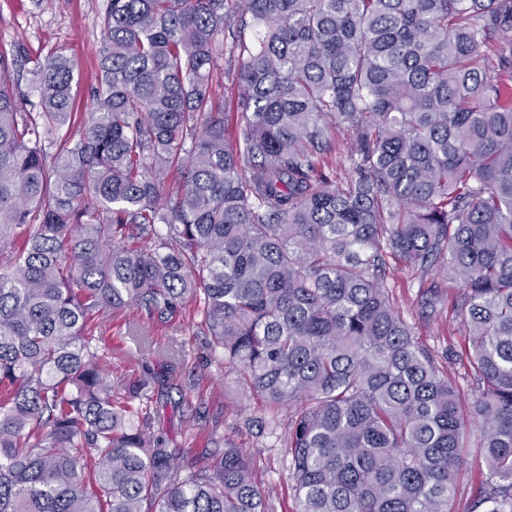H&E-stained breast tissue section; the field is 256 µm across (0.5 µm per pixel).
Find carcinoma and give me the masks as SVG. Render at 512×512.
I'll return each instance as SVG.
<instances>
[{"mask_svg": "<svg viewBox=\"0 0 512 512\" xmlns=\"http://www.w3.org/2000/svg\"><path fill=\"white\" fill-rule=\"evenodd\" d=\"M241 4L107 0L74 131L71 61L35 59L28 112L0 51V512H269L239 448L182 475L87 335L189 298L264 429L291 408L294 512H512V0ZM226 27L234 148L211 94ZM340 126L342 180L321 166ZM392 258L459 284L470 395L393 303ZM446 294L420 288L418 320ZM472 444L487 479L462 508Z\"/></svg>", "mask_w": 512, "mask_h": 512, "instance_id": "cac0c4a2", "label": "carcinoma"}]
</instances>
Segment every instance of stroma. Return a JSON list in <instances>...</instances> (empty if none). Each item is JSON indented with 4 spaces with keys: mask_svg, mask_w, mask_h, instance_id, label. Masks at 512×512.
Wrapping results in <instances>:
<instances>
[{
    "mask_svg": "<svg viewBox=\"0 0 512 512\" xmlns=\"http://www.w3.org/2000/svg\"><path fill=\"white\" fill-rule=\"evenodd\" d=\"M105 8L106 0H0V50L9 53L19 44L32 59L62 51L75 65L74 110L88 114L95 108ZM457 293V284L449 283L450 300ZM450 300L431 326L419 327L418 335L430 348L455 355L464 347V336ZM132 323L146 324L147 337L129 334ZM97 333L112 344L107 380L113 389L151 379L153 432L167 447L179 449L182 465L195 461L208 437H216L219 447L234 446L250 456L256 482L272 492L274 512H292L293 480L280 445L275 435L256 437L250 426L261 403L244 395L237 374L214 358L199 317L177 313L150 324L129 306Z\"/></svg>",
    "mask_w": 512,
    "mask_h": 512,
    "instance_id": "35a3bbf8",
    "label": "stroma"
}]
</instances>
